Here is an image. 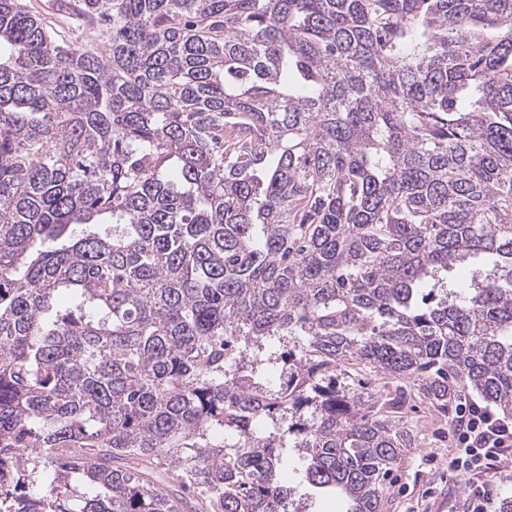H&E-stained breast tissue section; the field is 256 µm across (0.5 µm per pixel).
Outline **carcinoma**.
Returning <instances> with one entry per match:
<instances>
[{"mask_svg":"<svg viewBox=\"0 0 512 512\" xmlns=\"http://www.w3.org/2000/svg\"><path fill=\"white\" fill-rule=\"evenodd\" d=\"M73 8L0 0V512H379L349 359L512 413V0ZM33 13L42 15L46 24L54 31L59 41L81 46L83 21L71 8H60L61 0H26ZM288 461L284 462L280 470V482L290 487L293 498L297 500L308 498L305 502L308 508L315 512H342L345 510L343 502L335 493L319 492L311 488L302 478V462L296 455H289Z\"/></svg>","mask_w":512,"mask_h":512,"instance_id":"carcinoma-1","label":"carcinoma"}]
</instances>
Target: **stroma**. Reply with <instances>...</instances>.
I'll use <instances>...</instances> for the list:
<instances>
[{"label": "stroma", "instance_id": "stroma-1", "mask_svg": "<svg viewBox=\"0 0 512 512\" xmlns=\"http://www.w3.org/2000/svg\"><path fill=\"white\" fill-rule=\"evenodd\" d=\"M27 3L33 13L42 15L59 41L82 45L83 21L77 12L61 8L60 0ZM339 380L371 393L397 389L405 395L403 421L414 434L415 446L384 486L383 512H467V478L448 468L451 429L447 412L423 398L411 379H391L360 362L343 363ZM279 478L291 488L294 499H306L311 512H343L344 504L336 494L317 491L304 482L297 456L283 463Z\"/></svg>", "mask_w": 512, "mask_h": 512}]
</instances>
